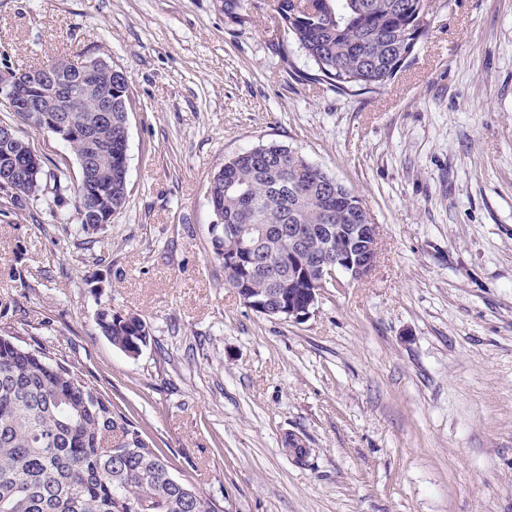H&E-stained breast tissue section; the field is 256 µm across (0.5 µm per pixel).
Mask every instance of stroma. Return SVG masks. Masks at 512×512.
Returning a JSON list of instances; mask_svg holds the SVG:
<instances>
[{
	"instance_id": "stroma-1",
	"label": "stroma",
	"mask_w": 512,
	"mask_h": 512,
	"mask_svg": "<svg viewBox=\"0 0 512 512\" xmlns=\"http://www.w3.org/2000/svg\"><path fill=\"white\" fill-rule=\"evenodd\" d=\"M77 54L127 75L129 193L81 231L50 189L74 154L0 107L48 184L0 195V335L75 361L226 512H512V0H452L361 95L309 80L275 0H0V72ZM268 142L380 226L298 322L225 287L209 231L214 174ZM104 310L148 323L138 357Z\"/></svg>"
}]
</instances>
